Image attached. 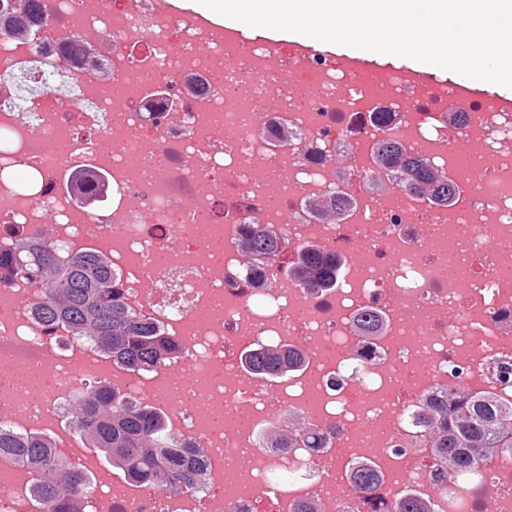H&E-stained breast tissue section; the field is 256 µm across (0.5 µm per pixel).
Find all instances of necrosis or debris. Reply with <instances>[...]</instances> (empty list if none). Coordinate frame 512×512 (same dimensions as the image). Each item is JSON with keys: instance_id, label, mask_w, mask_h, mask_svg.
Here are the masks:
<instances>
[{"instance_id": "necrosis-or-debris-1", "label": "necrosis or debris", "mask_w": 512, "mask_h": 512, "mask_svg": "<svg viewBox=\"0 0 512 512\" xmlns=\"http://www.w3.org/2000/svg\"><path fill=\"white\" fill-rule=\"evenodd\" d=\"M42 22L0 45V254L16 235L61 254H108L115 286L136 317L176 339L179 356L142 375L113 366L111 384L162 410L180 444L205 451L198 488L173 494L90 470L82 512H396L408 492L431 512H512V451L481 466L483 481L448 493L442 463L416 411L454 383L512 402L499 377L512 363V103L448 91L404 69L371 71L308 47L242 44L223 26L179 13L170 0H37ZM112 42L107 79L67 57L74 39ZM65 66L69 100H20L8 76ZM202 95L180 96L181 78ZM458 113L449 124V113ZM292 128L294 140L279 138ZM381 139L434 161L456 188L450 205L398 187L372 188ZM28 182L15 179L17 170ZM105 177L111 203L89 209L72 175ZM350 201L339 223L310 210ZM122 225L113 238V225ZM278 239L282 256L247 260L249 227ZM224 241L213 259L208 239ZM314 242L343 259L342 287L319 289L284 271L283 255ZM33 282H0V338L12 369L37 361L51 393H0V426L42 432L102 380L103 360L65 341L33 307ZM374 309L384 336L365 351L351 331ZM294 344L307 365L282 385L236 368L230 352ZM323 448L263 449L265 427L288 415ZM220 415L222 427L207 418ZM368 461L379 483L349 480ZM312 471L306 485L284 474ZM33 470L0 457V512H55L34 497Z\"/></svg>"}]
</instances>
